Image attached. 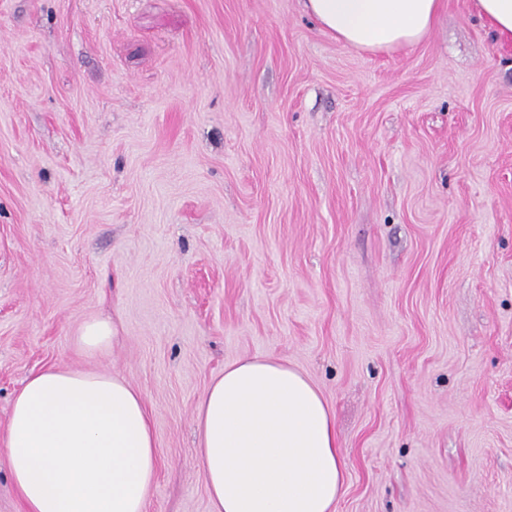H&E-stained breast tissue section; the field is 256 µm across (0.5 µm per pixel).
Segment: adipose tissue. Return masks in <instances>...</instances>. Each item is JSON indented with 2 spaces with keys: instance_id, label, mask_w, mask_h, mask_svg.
I'll use <instances>...</instances> for the list:
<instances>
[{
  "instance_id": "obj_1",
  "label": "adipose tissue",
  "mask_w": 512,
  "mask_h": 512,
  "mask_svg": "<svg viewBox=\"0 0 512 512\" xmlns=\"http://www.w3.org/2000/svg\"><path fill=\"white\" fill-rule=\"evenodd\" d=\"M346 47L411 46L444 0H303ZM113 321L91 318L79 349L107 356ZM210 512H336L344 461L332 409L301 371L268 355L211 380L196 408ZM24 512H146L159 454L144 399L111 373L48 367L26 377L0 437Z\"/></svg>"
}]
</instances>
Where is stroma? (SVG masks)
Returning <instances> with one entry per match:
<instances>
[{"label":"stroma","instance_id":"obj_1","mask_svg":"<svg viewBox=\"0 0 512 512\" xmlns=\"http://www.w3.org/2000/svg\"><path fill=\"white\" fill-rule=\"evenodd\" d=\"M265 355L335 414L336 512H512V43L472 0L388 52L302 0H0V435L32 372L121 375L147 512H209L196 406ZM118 337L113 321L90 318L79 326L76 343L79 349L89 357H105Z\"/></svg>","mask_w":512,"mask_h":512}]
</instances>
